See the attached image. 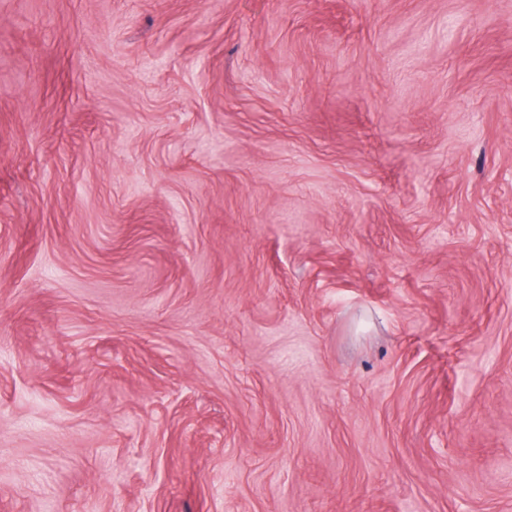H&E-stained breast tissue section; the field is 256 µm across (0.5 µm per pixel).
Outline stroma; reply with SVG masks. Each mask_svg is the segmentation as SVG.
Wrapping results in <instances>:
<instances>
[{"mask_svg": "<svg viewBox=\"0 0 512 512\" xmlns=\"http://www.w3.org/2000/svg\"><path fill=\"white\" fill-rule=\"evenodd\" d=\"M0 512H512V0H0Z\"/></svg>", "mask_w": 512, "mask_h": 512, "instance_id": "obj_1", "label": "stroma"}]
</instances>
